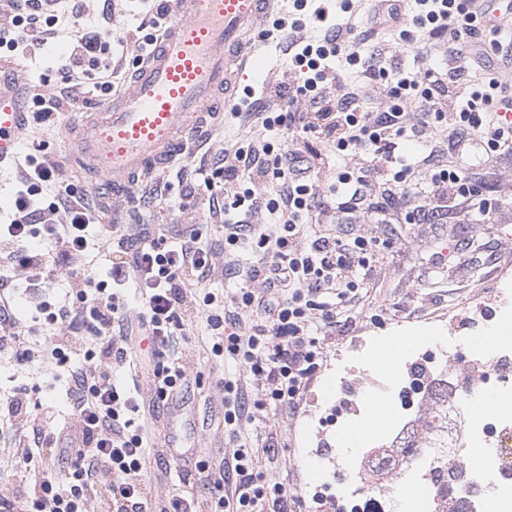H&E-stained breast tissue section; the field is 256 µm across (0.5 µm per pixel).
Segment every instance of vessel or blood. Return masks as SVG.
Segmentation results:
<instances>
[{
    "mask_svg": "<svg viewBox=\"0 0 512 512\" xmlns=\"http://www.w3.org/2000/svg\"><path fill=\"white\" fill-rule=\"evenodd\" d=\"M175 9L149 60L122 91L70 129L65 149L112 191L130 194L132 176L153 175L185 145L194 118L223 101L237 106L239 73L256 52L245 36L272 0H173ZM30 110L18 66L0 62V169L19 153Z\"/></svg>",
    "mask_w": 512,
    "mask_h": 512,
    "instance_id": "1",
    "label": "vessel or blood"
}]
</instances>
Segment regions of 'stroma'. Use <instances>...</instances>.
Here are the masks:
<instances>
[{
  "label": "stroma",
  "mask_w": 512,
  "mask_h": 512,
  "mask_svg": "<svg viewBox=\"0 0 512 512\" xmlns=\"http://www.w3.org/2000/svg\"><path fill=\"white\" fill-rule=\"evenodd\" d=\"M148 9L144 0H83L81 24L85 31L106 33L109 54L128 73L148 35ZM69 48L68 38L61 37L25 60V74L34 93L53 90L57 69ZM258 51L260 59L245 80L246 89L257 91L272 81L279 85L294 82L286 43L271 38L261 41ZM358 51L362 59L373 58L380 66L396 65L412 72L447 61L445 53L401 41L381 50L371 40L359 45ZM84 98L83 87H76L71 108L64 110L54 125L41 130L43 157L57 165L60 178L77 193L92 197L105 211L119 210L123 223L175 228L183 224L185 213H192L213 252L206 287L231 298L238 280L228 272L230 263L247 267L259 256L249 243L232 246L226 242L220 227L208 221L204 195H190L187 186L175 182L170 170L162 169L139 185L134 202L119 207L98 181L75 178L64 157L63 131L77 113L96 111V104L85 103ZM197 137L192 151L183 154L182 164L213 167L218 158L234 154L258 138L269 142L277 155L299 150L301 142L294 126L283 125L268 132L252 119L230 112L224 113L222 127H202ZM468 172L481 190L476 206L487 203L492 207L489 222L466 213L452 216L445 224H406L402 218L409 201L398 194L389 202L390 223H378L376 217L362 210L347 218L367 236L376 238L378 246L371 272L360 282L355 296L339 309L345 327L317 340L321 368L335 364L355 339L387 328L397 336L426 334L438 318L465 314L474 300L490 296L500 276L512 275V159L491 168L474 149L469 154ZM212 344L211 337L198 335L191 325L184 326L176 338L172 355L182 364L189 387L182 400L157 409L156 422L148 426L147 478L154 494L162 500L172 494H186L199 504L209 503L210 487L225 471L233 453L224 433V381L231 378L243 385L251 405L247 430L257 450L254 472L259 480L285 486L295 499L293 512H336L333 503L311 502L308 482L312 470L303 458L309 436L307 424L320 392L319 378H312L297 414L263 406L255 378L235 363L226 364L214 356ZM126 349L132 369L118 373L116 385L122 391H136L141 408H148L153 396L151 352L135 342ZM69 386L63 368L54 376L40 373L33 363L0 368V390L21 389L30 401L53 404L64 427L73 423Z\"/></svg>",
  "instance_id": "35a3bbf8"
}]
</instances>
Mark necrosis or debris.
I'll return each mask as SVG.
<instances>
[{
	"mask_svg": "<svg viewBox=\"0 0 512 512\" xmlns=\"http://www.w3.org/2000/svg\"><path fill=\"white\" fill-rule=\"evenodd\" d=\"M497 303H474L467 314L448 321L445 339L424 340L411 359L387 369L376 366L380 339L359 338L349 355L365 368V380L354 383L348 408L335 411L332 397L321 401L336 418H317L303 455L315 473L317 491L348 484L362 499L363 512H447L449 501L465 512H512V373L502 365L512 360V346H471L468 331L476 322L512 325V289L495 288ZM495 396L500 410H478L483 395ZM386 400L391 417L353 456L324 455L319 440L339 441L343 430L370 421V397ZM491 449L493 465H473L478 449ZM399 475L409 488L401 496L390 486Z\"/></svg>",
	"mask_w": 512,
	"mask_h": 512,
	"instance_id": "obj_1",
	"label": "necrosis or debris"
}]
</instances>
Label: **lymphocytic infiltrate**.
I'll list each match as a JSON object with an SVG mask.
<instances>
[{
    "mask_svg": "<svg viewBox=\"0 0 512 512\" xmlns=\"http://www.w3.org/2000/svg\"><path fill=\"white\" fill-rule=\"evenodd\" d=\"M0 53L24 57L47 44L58 21L78 19L69 0H0ZM365 32L375 26L387 36L414 41L423 48L434 41L449 45L456 64L417 72L392 69L395 97L412 94L429 104L415 123H407L400 106L384 112L363 107L360 86H343L342 67L361 66L364 78L377 74L375 66L361 65L357 52H343L340 33L325 29L319 39L301 38V25L293 15L280 18L277 29L287 32L292 61L305 74L295 87L278 91L279 100L301 95L309 107L300 125L305 166L272 157L268 145L252 143L224 157L204 174L200 188L208 197V215L222 224L225 239L237 243L256 239L262 256L245 272L246 286L231 301L226 318L203 317L202 308L214 304V294L197 298L211 271V248L195 225H186L178 245H171L162 229L145 224H116L105 242L111 262L109 281L93 282L84 268L75 267L81 254L95 248L90 226L100 221V208L91 198L76 194L60 181L57 166L39 160L42 144L31 138L19 154L15 211L0 225V356L38 359L68 367L73 381L72 407L80 428L64 433L49 404H30L16 392L0 399V434L15 425H29L33 440L22 447L0 448V459L12 464L11 494L0 496V512H88L91 492L99 494V512H148L150 490L144 479L146 448L143 434L131 432L124 412L131 398L121 395L114 382L116 368L125 364V342L132 335L149 343L157 356L153 375L154 401L168 404L185 386L179 364L166 361L178 331L185 323L205 320L216 334L212 351L245 368L261 380L266 401L300 410L310 376L317 367L316 343L310 311L336 327L338 302L353 292L354 273L369 268L372 242L357 234L348 239L318 235L306 219L322 196H329L343 213L371 206L378 215L386 206L371 202L368 189L380 181L404 190L414 189L413 169L397 157L398 141L405 135L422 136L435 124H448V152L460 156L466 144L479 143L488 161L512 155V86L498 70L483 63L492 51L512 64V42L503 40L502 26L488 17L482 0H406L403 8H387L385 17H372ZM70 55L59 70L50 95H37L36 125H53L71 103V90L80 79L91 82V92L109 93L119 75L99 35L73 34ZM341 95H333L335 87ZM342 152L367 151L368 165L356 171L336 172L331 156L316 149L314 140ZM336 173L327 192H320L312 174ZM264 185L256 195L253 184ZM439 208H471L479 194L464 166L456 164L433 174L430 183ZM53 195L49 206L38 196ZM266 210V224H249L248 217ZM309 236V248L298 247ZM71 267L80 289L81 303L64 306L41 298L55 271ZM24 270L34 294L32 307L46 322L65 326L60 336L45 337L34 349L25 345L23 322L15 312L13 278ZM263 291H254L252 282ZM132 286L142 300L138 329L124 317L122 290ZM231 332H223V325ZM248 408L239 383H224V424L235 445L227 480H216L212 500L217 512H287L288 492L280 483L258 482L254 475V450L248 441Z\"/></svg>",
    "mask_w": 512,
    "mask_h": 512,
    "instance_id": "lymphocytic-infiltrate-1",
    "label": "lymphocytic infiltrate"
}]
</instances>
